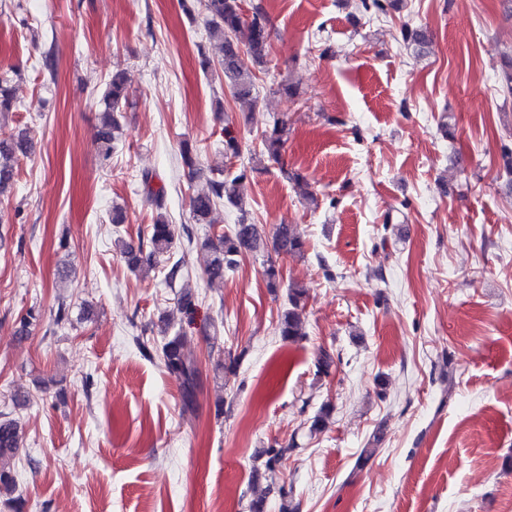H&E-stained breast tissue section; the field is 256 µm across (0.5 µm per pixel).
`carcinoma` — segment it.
Listing matches in <instances>:
<instances>
[{"label":"carcinoma","mask_w":512,"mask_h":512,"mask_svg":"<svg viewBox=\"0 0 512 512\" xmlns=\"http://www.w3.org/2000/svg\"><path fill=\"white\" fill-rule=\"evenodd\" d=\"M206 14V26L209 38L216 43L219 56L213 61L209 56L201 55L200 65L207 71L212 65L219 64L228 81L234 100L253 112L257 106L254 96L257 76L243 67L241 49L236 34L244 23L240 0H199ZM248 24L247 53L258 63L266 61L269 52L270 32L268 19L260 11L253 13ZM402 39L423 47L431 41V34L425 28L404 26ZM8 75L0 76V112L16 109L15 97ZM129 89L123 72L113 73L106 85L102 98L101 122L97 133L100 153L104 160L112 157L114 142L118 139L120 125L117 114L128 102ZM288 121L277 119L272 128L261 133V145L267 157L275 162L280 160L281 151L288 139ZM29 139L23 135L15 140H0V193L5 192L17 176V156L27 151ZM241 145L237 134L231 128H224V154L227 158H237ZM142 182L147 188L148 198L157 208L164 206L163 188L151 187L152 174L144 172ZM247 178L243 169L230 177L213 179L207 192L198 193L190 199V213L197 224H213L214 212L221 202L240 209L237 224L229 232L216 231L205 240V246L211 249L213 258L206 270L209 281L224 280V272L233 271L239 264V258L245 253L266 255L269 285H279V270L273 255L302 256L306 252V243L295 234L287 224L276 228L272 242H267L258 225L252 223L243 209L241 184ZM174 241L172 226L159 215L150 225L147 240H139L138 245L121 243L120 251L128 266L134 270L142 268L149 271L154 268V259L170 253ZM306 289L299 285L288 286V308L282 311L277 325L279 336L285 341H293L302 335L301 317L304 310ZM177 304L181 307L188 323H193L197 311L195 297L191 290L180 291ZM183 332L177 331L165 342L160 351V360L164 368L180 383L182 410L194 409L196 393L200 385L199 369L195 358L183 350ZM19 450L18 423L13 419L0 417V498L15 500L17 484L9 461Z\"/></svg>","instance_id":"1"}]
</instances>
